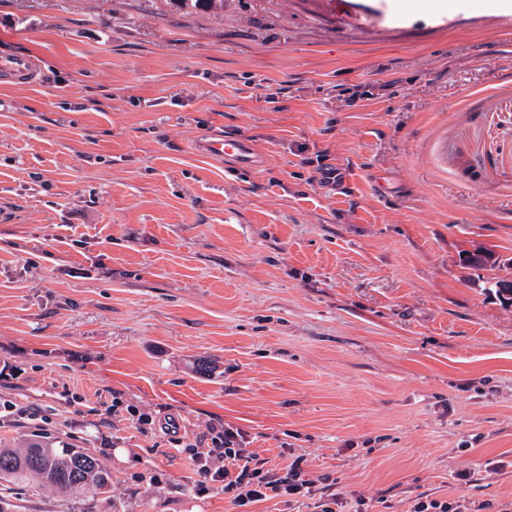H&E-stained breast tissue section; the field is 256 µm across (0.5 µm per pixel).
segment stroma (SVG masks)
I'll return each instance as SVG.
<instances>
[{"mask_svg":"<svg viewBox=\"0 0 512 512\" xmlns=\"http://www.w3.org/2000/svg\"><path fill=\"white\" fill-rule=\"evenodd\" d=\"M10 52L41 73L0 83V404L38 416L0 445L111 486L9 512H234L179 444L227 426L316 483L255 512L512 507V0H0ZM195 150L202 156L218 161H232L241 168H258L264 159L251 146V144L232 134L221 132L200 139Z\"/></svg>","mask_w":512,"mask_h":512,"instance_id":"stroma-1","label":"stroma"}]
</instances>
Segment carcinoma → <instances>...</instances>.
I'll use <instances>...</instances> for the list:
<instances>
[{
    "instance_id": "carcinoma-1",
    "label": "carcinoma",
    "mask_w": 512,
    "mask_h": 512,
    "mask_svg": "<svg viewBox=\"0 0 512 512\" xmlns=\"http://www.w3.org/2000/svg\"><path fill=\"white\" fill-rule=\"evenodd\" d=\"M467 267L494 268L499 256L492 251L466 257ZM0 480L35 482L75 496H94L108 490L110 473L97 458L81 448L34 441L23 448L0 447Z\"/></svg>"
}]
</instances>
